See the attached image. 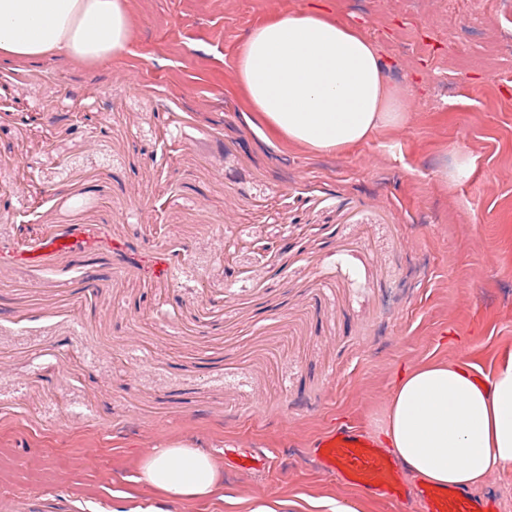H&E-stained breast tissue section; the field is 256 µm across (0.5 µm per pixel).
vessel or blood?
Instances as JSON below:
<instances>
[{
  "label": "vessel or blood",
  "mask_w": 512,
  "mask_h": 512,
  "mask_svg": "<svg viewBox=\"0 0 512 512\" xmlns=\"http://www.w3.org/2000/svg\"><path fill=\"white\" fill-rule=\"evenodd\" d=\"M314 455L324 472L359 492L389 500L395 512H483L481 500L468 493L404 482L394 457L353 427L328 430Z\"/></svg>",
  "instance_id": "b4317fda"
}]
</instances>
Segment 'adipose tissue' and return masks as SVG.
<instances>
[{"label": "adipose tissue", "mask_w": 512, "mask_h": 512, "mask_svg": "<svg viewBox=\"0 0 512 512\" xmlns=\"http://www.w3.org/2000/svg\"><path fill=\"white\" fill-rule=\"evenodd\" d=\"M131 27L125 0H0V55L102 62L127 47ZM234 69L249 112L282 144L340 153L407 120V96L376 45L320 9L253 27ZM381 432L411 475L441 489L469 490L512 468V354L484 382L464 363L406 368ZM140 479L194 500L213 493L218 470L209 453L169 442Z\"/></svg>", "instance_id": "ef3b65f1"}]
</instances>
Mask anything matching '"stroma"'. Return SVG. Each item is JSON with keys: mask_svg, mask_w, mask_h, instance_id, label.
I'll return each instance as SVG.
<instances>
[{"mask_svg": "<svg viewBox=\"0 0 512 512\" xmlns=\"http://www.w3.org/2000/svg\"><path fill=\"white\" fill-rule=\"evenodd\" d=\"M327 9L412 112L339 156L266 141L232 59ZM103 63L0 58V512H132L147 448L210 451L222 496L168 512H393L313 466L378 436L399 373L512 353V0H127ZM472 156L467 180L435 172ZM71 228L74 246L44 253ZM269 458L237 470L225 447Z\"/></svg>", "mask_w": 512, "mask_h": 512, "instance_id": "stroma-1", "label": "stroma"}]
</instances>
